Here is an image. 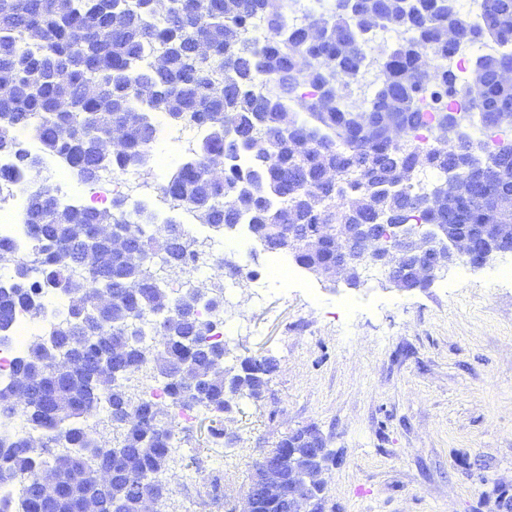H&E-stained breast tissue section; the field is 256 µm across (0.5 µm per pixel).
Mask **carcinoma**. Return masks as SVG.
<instances>
[{
  "label": "carcinoma",
  "mask_w": 512,
  "mask_h": 512,
  "mask_svg": "<svg viewBox=\"0 0 512 512\" xmlns=\"http://www.w3.org/2000/svg\"><path fill=\"white\" fill-rule=\"evenodd\" d=\"M166 5L156 14L150 0H0V151L38 174L40 159L19 148L17 133L26 131L93 181L104 170L150 163L156 114L204 126L206 139L160 189L174 207L191 205L201 224L245 227L266 251L285 252L288 235L316 231L319 248L291 252L313 270L336 264L328 224L420 222L470 234L480 224H512L494 206L512 196V142L489 151L498 171L466 193L477 174L463 148L412 136L433 116L448 120L461 94L480 115L503 117L486 127L512 130V81L495 78L496 69L512 68V0H481L469 19L463 42L498 45L471 63L469 73L483 78L477 97L448 66L457 47L443 31L463 18L448 0H352L348 8L333 0L315 18L327 26L318 40L302 24L288 27V6L270 0ZM257 24L267 32L261 42L247 36ZM385 24L408 37L379 62L373 97L350 108L331 85L362 73L363 47ZM198 40L211 42L209 58L194 53ZM88 83L96 95L84 94ZM61 100L68 111L57 110ZM393 124L405 128L403 151L384 135ZM222 159L224 178L212 182L210 167ZM328 165L340 175L334 187L321 181ZM24 222L39 246L36 266L0 289V330L17 307L38 308L34 297L46 287L66 297L69 314L50 338L30 341L12 381L0 385V419L19 416L29 427L0 447V487H22L16 512H74L88 492L96 512H140L143 494L167 493L176 415L206 411L221 438L224 414L260 399L261 374L277 367L272 356L224 366L226 345L210 340L214 321L185 314L162 282L168 272L203 267L235 278L242 267L211 265L181 224L168 222L157 236L152 214L125 198L102 209L63 204L47 179L33 180ZM115 225L146 262L113 247L106 230ZM200 304L222 312L224 294L209 288ZM149 320L165 344H144ZM144 367L166 403L128 393V376ZM102 404L122 430L119 456L86 427ZM314 447L302 428L278 442L308 449L307 464ZM43 475L59 478L67 493L46 496Z\"/></svg>",
  "instance_id": "1"
}]
</instances>
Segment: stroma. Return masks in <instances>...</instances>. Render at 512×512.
<instances>
[{
	"instance_id": "1",
	"label": "stroma",
	"mask_w": 512,
	"mask_h": 512,
	"mask_svg": "<svg viewBox=\"0 0 512 512\" xmlns=\"http://www.w3.org/2000/svg\"><path fill=\"white\" fill-rule=\"evenodd\" d=\"M261 278L226 296L240 326L231 355H273L259 401L181 422L163 512H228L253 463L289 432L315 424L336 453L330 512H500L512 498V278L460 263L427 288L383 276L329 285L298 270L281 285L268 254L225 247ZM220 495H212L211 482Z\"/></svg>"
}]
</instances>
